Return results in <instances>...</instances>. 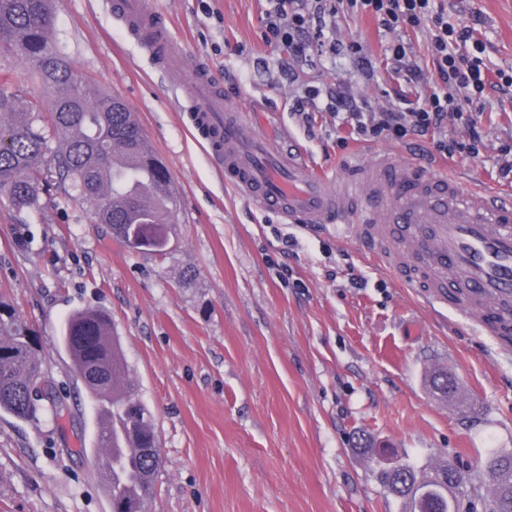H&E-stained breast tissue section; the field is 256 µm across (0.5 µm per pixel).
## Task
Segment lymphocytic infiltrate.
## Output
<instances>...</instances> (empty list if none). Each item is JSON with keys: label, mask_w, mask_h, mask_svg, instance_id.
<instances>
[{"label": "lymphocytic infiltrate", "mask_w": 512, "mask_h": 512, "mask_svg": "<svg viewBox=\"0 0 512 512\" xmlns=\"http://www.w3.org/2000/svg\"><path fill=\"white\" fill-rule=\"evenodd\" d=\"M263 17L265 42L287 53L294 62L335 52L336 20L345 14L373 16L392 37L387 50L407 84L423 82L422 69L411 61V47L400 39L402 31L426 30L429 56L438 80L429 92L409 100L399 95L397 104L375 111L347 100L330 87L303 86L294 99V110L312 123V108L323 103L335 114L340 127L366 142L403 143L416 135L433 134L434 151L443 157L458 153L479 156L483 135L472 117V106L482 104L487 87H512V73L490 71L484 45L471 26L449 23L439 0H266ZM466 128L465 138L449 133V125Z\"/></svg>", "instance_id": "lymphocytic-infiltrate-1"}]
</instances>
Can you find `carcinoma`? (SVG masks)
<instances>
[{
	"instance_id": "carcinoma-1",
	"label": "carcinoma",
	"mask_w": 512,
	"mask_h": 512,
	"mask_svg": "<svg viewBox=\"0 0 512 512\" xmlns=\"http://www.w3.org/2000/svg\"><path fill=\"white\" fill-rule=\"evenodd\" d=\"M55 0H0V54H13L31 67L41 93L13 92V72L0 68V196L18 210L38 205L55 185L80 191L94 208L97 223L130 249L162 254L170 242L177 192L141 171L152 148L121 99L85 81L53 40ZM56 140V147L49 146ZM60 343L75 372L98 406L94 452L112 449V475L106 488L110 512H144L136 494L144 479L154 487L161 453H149L158 439L152 417L135 397L126 377L112 321L100 310L70 315ZM42 372L31 326L19 315L0 314V413L19 420L64 415V398L44 379L45 400L30 397ZM447 466L396 461L378 478L400 503L401 512H455L448 494ZM477 474L489 478L490 512H512V452L488 454Z\"/></svg>"
}]
</instances>
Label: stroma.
<instances>
[{"label": "stroma", "instance_id": "obj_1", "mask_svg": "<svg viewBox=\"0 0 512 512\" xmlns=\"http://www.w3.org/2000/svg\"><path fill=\"white\" fill-rule=\"evenodd\" d=\"M189 64L207 66L227 103L262 114L273 143L292 135L323 168L389 151L477 188L506 191L494 168L512 144V90L491 89L479 124L482 159L446 160L430 137L412 144L349 140L327 112L306 129L294 83L328 85L375 109L397 87L377 22L340 18L338 48L289 82L262 35L265 0H154ZM449 21L474 19L493 68H512V0H445ZM56 43L102 91L124 100L165 157L179 204L169 248L129 249L92 207L59 191L19 211L0 197V302L40 339L39 356L68 410L60 420L0 415V512H109L91 445L94 405L58 338L74 311L112 316L127 377L161 448L149 512H399L378 481L370 441L423 464L474 470L512 449V353L449 312L431 311L400 274L353 236L279 222L224 181L173 98V75L117 23L107 0H56ZM364 41L375 69L356 80L345 47ZM287 263L280 279L275 264ZM459 382L463 405L432 395L431 372Z\"/></svg>", "mask_w": 512, "mask_h": 512}]
</instances>
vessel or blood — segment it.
<instances>
[{"label": "vessel or blood", "mask_w": 512, "mask_h": 512, "mask_svg": "<svg viewBox=\"0 0 512 512\" xmlns=\"http://www.w3.org/2000/svg\"><path fill=\"white\" fill-rule=\"evenodd\" d=\"M111 10L175 76L176 100L214 166L255 210L303 228L343 227L383 267L408 268L406 287L512 350L511 194L469 190L388 153L351 158L341 177L318 170L296 144L273 146L250 108L226 105L208 70L186 67L147 0H113Z\"/></svg>", "instance_id": "vessel-or-blood-1"}]
</instances>
